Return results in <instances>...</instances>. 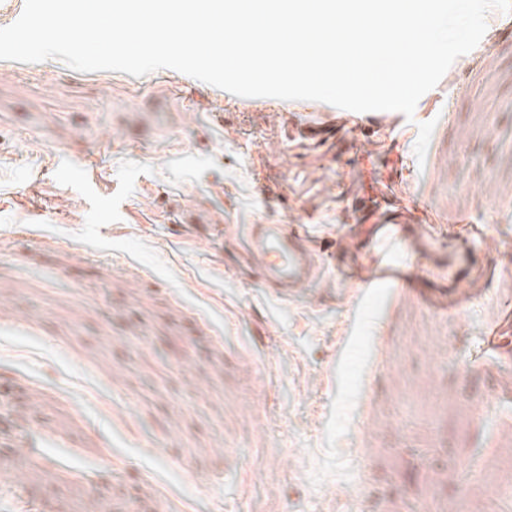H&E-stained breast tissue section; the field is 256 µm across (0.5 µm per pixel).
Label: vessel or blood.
<instances>
[{"mask_svg":"<svg viewBox=\"0 0 512 512\" xmlns=\"http://www.w3.org/2000/svg\"><path fill=\"white\" fill-rule=\"evenodd\" d=\"M374 274L364 280L352 301L354 312L378 304L391 291L410 290L425 296L407 260L408 240L397 216L385 213L375 222ZM248 252L267 291L285 301L299 297L317 275L322 255L305 229L291 224H252Z\"/></svg>","mask_w":512,"mask_h":512,"instance_id":"1","label":"vessel or blood"}]
</instances>
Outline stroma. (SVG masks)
<instances>
[{"instance_id":"stroma-1","label":"stroma","mask_w":512,"mask_h":512,"mask_svg":"<svg viewBox=\"0 0 512 512\" xmlns=\"http://www.w3.org/2000/svg\"><path fill=\"white\" fill-rule=\"evenodd\" d=\"M487 23L412 117L313 140L330 104L0 60V475L29 492L0 512H512V12ZM400 209L442 230L425 283L475 300L348 329L340 255ZM243 224L307 225L320 279L266 294Z\"/></svg>"}]
</instances>
